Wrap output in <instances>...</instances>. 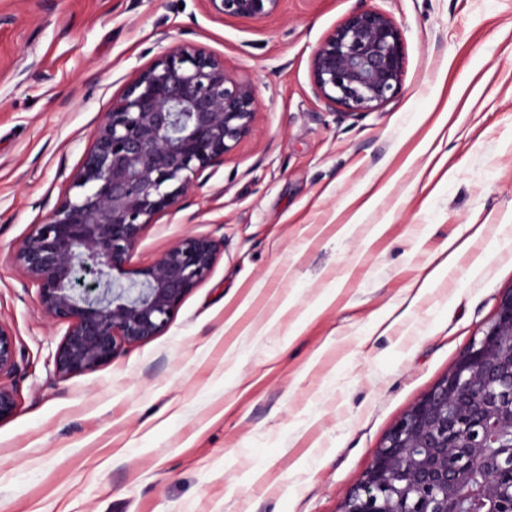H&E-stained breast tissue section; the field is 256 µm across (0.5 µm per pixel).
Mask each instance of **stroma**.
I'll return each mask as SVG.
<instances>
[{
  "instance_id": "35a3bbf8",
  "label": "stroma",
  "mask_w": 512,
  "mask_h": 512,
  "mask_svg": "<svg viewBox=\"0 0 512 512\" xmlns=\"http://www.w3.org/2000/svg\"><path fill=\"white\" fill-rule=\"evenodd\" d=\"M358 9L400 28L402 92L344 117L311 57ZM178 44L254 84V133L130 264L193 235L218 241L214 265L161 334L60 376L67 327L13 255L73 194L113 99ZM511 290L512 0H280L256 22L204 0H0V324L19 362L0 512H340ZM468 229H473V231L471 235L466 239L459 243H457L458 238L448 242V257H446L445 260L429 274L430 279L438 277L443 271L448 269V265L450 263L454 262L459 255L465 253L468 250L471 241L480 235L483 229V225H478L475 227V224H470L468 225Z\"/></svg>"
}]
</instances>
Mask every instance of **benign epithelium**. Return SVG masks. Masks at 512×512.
<instances>
[{
  "label": "benign epithelium",
  "mask_w": 512,
  "mask_h": 512,
  "mask_svg": "<svg viewBox=\"0 0 512 512\" xmlns=\"http://www.w3.org/2000/svg\"><path fill=\"white\" fill-rule=\"evenodd\" d=\"M222 17L257 21L280 0H206ZM403 37L377 10H355L315 49L314 91L346 115L377 109L402 91ZM253 84L203 48L176 45L143 70L92 134L74 197L17 248L46 317L67 325L55 371L110 363L127 344L160 334L211 272L217 243L184 236L153 262L128 267L143 227L177 211L208 168L253 133ZM128 276L115 282L112 272ZM18 369L0 324V377ZM17 409L0 384V421ZM341 512H512V293L494 322L389 431Z\"/></svg>",
  "instance_id": "obj_1"
}]
</instances>
